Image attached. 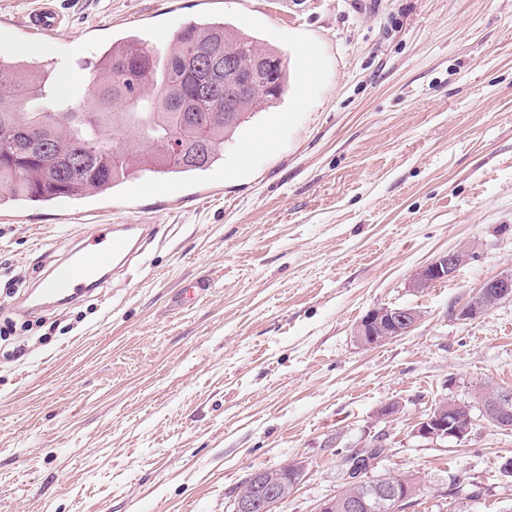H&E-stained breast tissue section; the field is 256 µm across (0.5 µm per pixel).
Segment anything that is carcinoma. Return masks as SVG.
<instances>
[{"instance_id": "cac0c4a2", "label": "carcinoma", "mask_w": 512, "mask_h": 512, "mask_svg": "<svg viewBox=\"0 0 512 512\" xmlns=\"http://www.w3.org/2000/svg\"><path fill=\"white\" fill-rule=\"evenodd\" d=\"M232 53L248 74L258 56L276 63L273 88L236 99L238 111L224 118V52ZM96 118L69 120L81 105L34 108L52 101L51 71L34 61L0 50V206L8 202H49L60 196L106 194L123 181L152 172L166 179L206 171L224 158V147L258 114L267 112L290 85L288 65L273 46L225 22L201 17L183 23L159 50L136 35L112 41L96 69ZM133 126L146 147H116L109 132ZM32 129L45 150L29 153L24 129ZM180 143L181 158H166L171 142ZM121 162L112 164V152ZM449 417L470 434L474 417L467 405L454 403ZM384 452L382 444L351 457L356 472L366 471ZM386 476L349 485L336 495V512H347L351 495L377 489Z\"/></svg>"}]
</instances>
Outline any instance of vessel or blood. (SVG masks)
Wrapping results in <instances>:
<instances>
[{"label": "vessel or blood", "mask_w": 512, "mask_h": 512, "mask_svg": "<svg viewBox=\"0 0 512 512\" xmlns=\"http://www.w3.org/2000/svg\"><path fill=\"white\" fill-rule=\"evenodd\" d=\"M63 24V17L53 0H42L23 22L32 35L50 36ZM155 239L151 224H100L92 238L76 237L37 281L33 304L49 307L56 298L72 300L88 288L99 286L105 272L123 273L132 268Z\"/></svg>", "instance_id": "b4317fda"}]
</instances>
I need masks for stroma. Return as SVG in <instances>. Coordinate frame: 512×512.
<instances>
[{
    "label": "stroma",
    "mask_w": 512,
    "mask_h": 512,
    "mask_svg": "<svg viewBox=\"0 0 512 512\" xmlns=\"http://www.w3.org/2000/svg\"><path fill=\"white\" fill-rule=\"evenodd\" d=\"M160 0H55L48 53L21 30L0 50L71 82L113 39L170 40ZM226 22L275 45L292 84L249 130L270 143L239 168L125 190L0 206V512H232L254 470L298 460L278 512H316L348 485L346 459L415 475L400 512H512V429L481 415L477 386L512 389V302L458 320L480 283L512 270V0H224ZM290 114L288 124L276 121ZM141 220L156 240L97 294L27 315L21 301L69 238ZM471 259L423 291L416 270L461 243ZM209 288L180 305L184 281ZM407 305V334L364 347L371 309ZM10 335H3V328ZM472 432L431 442L415 423L443 399ZM396 405L384 415L388 405Z\"/></svg>",
    "instance_id": "35a3bbf8"
}]
</instances>
